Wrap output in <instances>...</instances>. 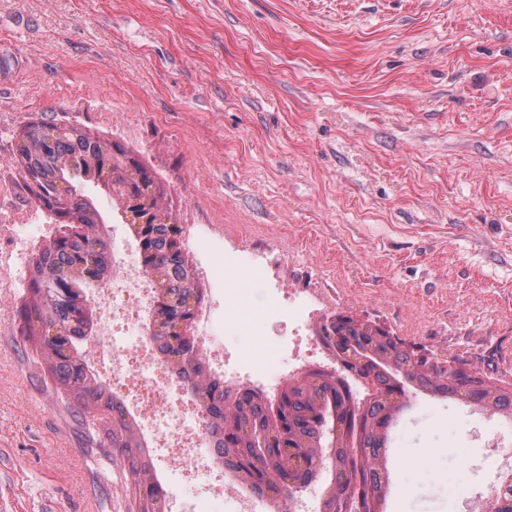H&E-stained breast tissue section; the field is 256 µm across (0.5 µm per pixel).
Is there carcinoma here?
<instances>
[{
	"label": "carcinoma",
	"instance_id": "1",
	"mask_svg": "<svg viewBox=\"0 0 512 512\" xmlns=\"http://www.w3.org/2000/svg\"><path fill=\"white\" fill-rule=\"evenodd\" d=\"M112 148V140L87 129L45 119L30 122L16 137L13 158L30 199L62 217L61 230L32 263L29 296L18 318L22 335L39 349L66 397L102 421L105 439L100 447L115 448L123 456L133 512H167L166 490L136 419L80 351L94 329L86 285L112 271L105 219L83 185L101 183L124 194L129 178L123 166H114ZM145 203L151 220L133 233L154 288L151 339L205 412L219 460L250 493L286 498L288 480L310 484L320 463L333 475L320 512H380L388 480V432L405 394L396 384V373L404 374L417 391L512 419V388L497 386L476 370L465 374L452 367L426 368L399 339L378 336L346 315L336 316L322 331L336 337L339 350L364 359L363 371L376 384L372 397H359L334 372L320 368L288 381L277 411L259 389L224 387V378L210 372L197 353L195 338L186 339L175 330L177 323L188 320L190 307L203 304L205 288L195 277L192 259L183 253V231L162 183L145 185ZM276 417L284 432L274 435L258 456L252 437L271 433ZM328 440L335 444L331 451L325 448ZM492 512H512V474L500 481Z\"/></svg>",
	"mask_w": 512,
	"mask_h": 512
}]
</instances>
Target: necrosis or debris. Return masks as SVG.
<instances>
[{"label": "necrosis or debris", "mask_w": 512, "mask_h": 512, "mask_svg": "<svg viewBox=\"0 0 512 512\" xmlns=\"http://www.w3.org/2000/svg\"><path fill=\"white\" fill-rule=\"evenodd\" d=\"M0 226L11 242L0 247V288L18 287L26 270L33 239L42 224L34 211L16 212L0 204ZM271 316L283 324L259 359L242 350H228L215 341V310L201 308L194 332L199 351L212 370L231 385L245 381L268 389L302 369L317 353L304 332L313 302L277 288L265 291ZM95 334L88 356L119 392L128 413L150 433V445L160 461L180 471L201 499L224 500L229 512H258V497L243 494L229 471L215 460L214 442L206 432L202 413L188 396L185 384L170 375L156 345L144 334L153 310L150 278L131 245L112 251V272L90 293Z\"/></svg>", "instance_id": "obj_1"}]
</instances>
